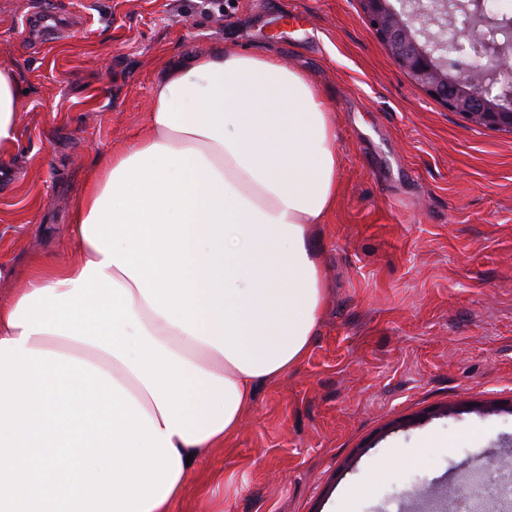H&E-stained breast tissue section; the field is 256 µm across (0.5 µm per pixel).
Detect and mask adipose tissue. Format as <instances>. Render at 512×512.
Listing matches in <instances>:
<instances>
[{"mask_svg": "<svg viewBox=\"0 0 512 512\" xmlns=\"http://www.w3.org/2000/svg\"><path fill=\"white\" fill-rule=\"evenodd\" d=\"M20 89L14 70L0 66V157L13 154L21 121ZM188 151L189 165L202 196L217 195L219 183L232 193L240 230L225 235L236 249L241 268L231 282L240 290L248 352L259 358L255 370L236 366L217 349L221 316L204 314L205 330L188 334L157 314L136 283L117 267L105 273L133 297V312L158 345L186 364V376L203 382L200 396L190 398L196 416L197 442L179 433L169 439L180 456L200 462L210 448H221L238 433L258 384L293 369L307 354L319 323L325 294L317 259L319 229L336 206L341 159L336 152V125L322 90L299 70L283 65L274 53H247L217 46L205 53L164 60L151 91L146 125L133 138L99 156L73 204L69 244L78 259L58 265L34 261L25 288L0 301V340L19 338L11 325L21 298L45 287L72 290L88 262L105 254L85 239L84 220L102 197L112 171L123 160L152 146ZM213 166L217 179L205 176ZM189 256L193 258L196 295L212 298L203 266L208 263L200 237L210 222L204 209L193 213ZM26 346L75 357L106 371L147 412L156 428L162 418L136 374L109 352L61 335L35 333Z\"/></svg>", "mask_w": 512, "mask_h": 512, "instance_id": "ef3b65f1", "label": "adipose tissue"}]
</instances>
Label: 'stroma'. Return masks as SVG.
Listing matches in <instances>:
<instances>
[{"label":"stroma","instance_id":"stroma-1","mask_svg":"<svg viewBox=\"0 0 512 512\" xmlns=\"http://www.w3.org/2000/svg\"><path fill=\"white\" fill-rule=\"evenodd\" d=\"M275 50L327 93L342 171L321 228L327 293L307 357L260 385L180 512H409L512 454V135L418 87L361 0H0L23 90L0 160V299L67 262L71 201L145 125L163 59Z\"/></svg>","mask_w":512,"mask_h":512}]
</instances>
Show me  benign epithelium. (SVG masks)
<instances>
[{
    "label": "benign epithelium",
    "mask_w": 512,
    "mask_h": 512,
    "mask_svg": "<svg viewBox=\"0 0 512 512\" xmlns=\"http://www.w3.org/2000/svg\"><path fill=\"white\" fill-rule=\"evenodd\" d=\"M365 18L397 64L429 96L464 120L492 131L512 134V83L500 78L512 66V43L476 40V31L512 30V14L487 7L488 0H361ZM430 26L452 27L457 54L471 63L483 61L476 73L453 69L438 44L426 37Z\"/></svg>",
    "instance_id": "benign-epithelium-1"
}]
</instances>
